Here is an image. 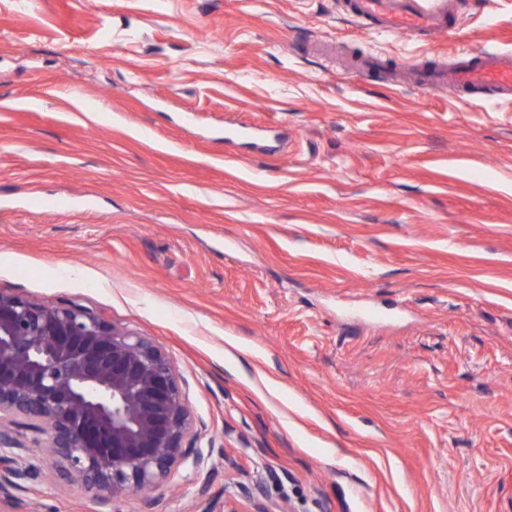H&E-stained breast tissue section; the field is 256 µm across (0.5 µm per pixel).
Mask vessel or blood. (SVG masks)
I'll return each instance as SVG.
<instances>
[{"label":"vessel or blood","mask_w":512,"mask_h":512,"mask_svg":"<svg viewBox=\"0 0 512 512\" xmlns=\"http://www.w3.org/2000/svg\"><path fill=\"white\" fill-rule=\"evenodd\" d=\"M355 14L373 21L387 33L441 35L448 30V0H356ZM432 91L453 87L462 91L486 88L512 97V51L480 50L454 67L437 68L420 76Z\"/></svg>","instance_id":"b4317fda"}]
</instances>
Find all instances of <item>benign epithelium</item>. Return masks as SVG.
Returning <instances> with one entry per match:
<instances>
[{"instance_id": "7a95c632", "label": "benign epithelium", "mask_w": 512, "mask_h": 512, "mask_svg": "<svg viewBox=\"0 0 512 512\" xmlns=\"http://www.w3.org/2000/svg\"><path fill=\"white\" fill-rule=\"evenodd\" d=\"M192 432L180 378L149 337L76 304L0 293V512L29 478L32 445L105 504L158 487Z\"/></svg>"}]
</instances>
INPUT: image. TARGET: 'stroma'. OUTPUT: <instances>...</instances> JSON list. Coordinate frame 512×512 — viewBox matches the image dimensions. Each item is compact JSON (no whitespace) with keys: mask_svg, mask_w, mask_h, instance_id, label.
<instances>
[{"mask_svg":"<svg viewBox=\"0 0 512 512\" xmlns=\"http://www.w3.org/2000/svg\"><path fill=\"white\" fill-rule=\"evenodd\" d=\"M348 2L0 0V293L151 338L210 450L110 512H512V100L397 81L512 0ZM27 461L16 512H99ZM447 0H357L355 14L387 33L441 35L448 31Z\"/></svg>","mask_w":512,"mask_h":512,"instance_id":"stroma-1","label":"stroma"}]
</instances>
